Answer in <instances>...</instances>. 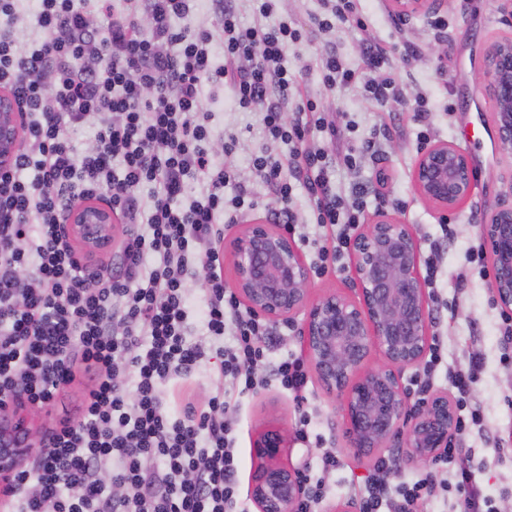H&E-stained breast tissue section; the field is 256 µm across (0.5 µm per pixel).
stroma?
Masks as SVG:
<instances>
[{"mask_svg":"<svg viewBox=\"0 0 512 512\" xmlns=\"http://www.w3.org/2000/svg\"><path fill=\"white\" fill-rule=\"evenodd\" d=\"M280 10L304 32L303 40L288 50V68L301 75L303 94L330 111L338 142L356 148L378 131L390 132L375 159L364 160L353 169L337 167V191H349L356 184L365 186L369 213L397 211L411 224L422 247L441 239L447 242L437 288L443 307L433 314L431 333L442 336L449 368L467 366L474 353L483 358L474 395L483 409L486 431L470 438V460L478 483L492 498L497 512H512V406L506 402L512 397V366L500 359V307L490 290V280L468 260L471 247L481 241L479 225L489 207L512 196V152L504 150L497 140L493 104L483 80L488 46L512 34V23L506 22L497 0H448L437 18H418L407 24L390 11L388 0H360L357 17L337 22L329 31L318 29L314 21L321 11L319 0H281ZM370 42L385 44L389 65L379 75L402 84L404 100L374 105L365 100L360 88L328 89L321 73L315 71L316 60L330 52L350 66H362V53ZM411 48L416 51L412 57L407 54ZM419 96L425 97L431 109V141L456 146L469 157L475 171L471 196L444 219L420 199L412 181L421 147L415 113ZM203 109L210 114L216 153L224 152L225 140L236 138L237 148L229 155V165L236 181L254 192L258 201L255 216L269 217L278 204L267 195L250 165L252 153L266 143L260 114L236 109L226 87L209 90ZM447 228L453 232L448 240L443 237ZM307 396L322 448L335 449L341 465L322 472V448H306L296 441L291 444L288 461L302 473L323 476L329 493L318 510L332 512L334 506L350 501L354 485L361 482L372 462L353 459L343 434L340 405L322 392L316 378H309ZM237 416L241 459L238 494L246 503L250 500L252 443L257 431L271 420L293 430L296 412L289 393L273 384L243 399Z\"/></svg>","mask_w":512,"mask_h":512,"instance_id":"35a3bbf8","label":"stroma"}]
</instances>
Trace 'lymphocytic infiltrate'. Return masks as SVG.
Masks as SVG:
<instances>
[{"label":"lymphocytic infiltrate","mask_w":512,"mask_h":512,"mask_svg":"<svg viewBox=\"0 0 512 512\" xmlns=\"http://www.w3.org/2000/svg\"><path fill=\"white\" fill-rule=\"evenodd\" d=\"M252 2L265 25L241 27L233 0H221L215 35L198 19V0H37L40 35L21 48L15 0H0V88L23 112L26 139L12 169L0 173V397L45 408L77 373L91 377L76 417L50 429L36 460L16 472L7 512H247L237 497L233 410L269 379L303 397L302 357L271 359L273 326L224 284V229L257 201L216 160L202 100L207 89L229 86L241 110L261 114L267 139L287 145L284 157L259 149L251 166L282 204L275 223L295 224L294 192L306 194L318 276L342 267L368 207L364 188L340 195L332 172L355 168L381 143H311L312 130L332 136L336 128L286 65L302 33L288 18L271 21L279 0ZM101 14L111 16L108 28L93 27ZM388 61L374 45L362 67L333 53L319 65L327 86L358 84L381 104L404 96L395 81L369 76ZM105 112L111 122L77 150L71 129ZM192 175L200 198L184 206ZM142 186L148 196L139 195ZM104 188L123 238L89 275L65 216ZM198 261L210 270L206 347L187 337V288ZM211 352L220 385L206 410L188 401L172 412L163 388L182 389ZM481 368L474 358L467 369L445 371L459 442L439 458L440 475L393 484L394 460L380 456L373 476L352 491L358 512H413L450 489L455 512H495L462 459L464 441L483 428L473 400Z\"/></svg>","instance_id":"f902f5d3"}]
</instances>
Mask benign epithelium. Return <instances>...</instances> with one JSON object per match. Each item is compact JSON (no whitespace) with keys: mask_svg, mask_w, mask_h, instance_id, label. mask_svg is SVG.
<instances>
[{"mask_svg":"<svg viewBox=\"0 0 512 512\" xmlns=\"http://www.w3.org/2000/svg\"><path fill=\"white\" fill-rule=\"evenodd\" d=\"M446 0H390L403 21L439 12ZM485 86L494 104L500 145L512 150V37L486 52ZM23 144L14 97L0 90V172L11 168ZM418 196L445 217L471 195L469 157L446 142L418 152L413 171ZM69 239L86 257L109 252L115 241L110 197L75 207ZM492 265L496 303L512 310V201L490 206L480 224ZM233 270L232 288L253 313L272 324L298 327L302 348L323 391L338 399L344 432L356 459L391 448L406 465L425 468L456 433V410L448 392L431 391L410 403L402 373L422 363L430 343V297L421 272V242L397 214L381 210L349 249L352 294L313 295L312 269L294 239L256 217L224 241ZM378 361H372L373 354ZM35 414L0 415V473H11L38 440ZM290 440L277 422L264 424L253 442L249 496L256 512H297L306 493L302 472L288 463Z\"/></svg>","mask_w":512,"mask_h":512,"instance_id":"7a95c632","label":"benign epithelium"}]
</instances>
